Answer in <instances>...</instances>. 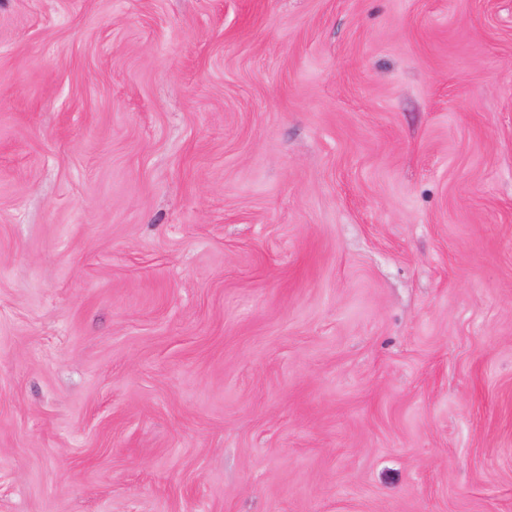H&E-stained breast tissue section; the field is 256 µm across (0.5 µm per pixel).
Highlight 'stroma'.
Listing matches in <instances>:
<instances>
[{
  "instance_id": "stroma-1",
  "label": "stroma",
  "mask_w": 512,
  "mask_h": 512,
  "mask_svg": "<svg viewBox=\"0 0 512 512\" xmlns=\"http://www.w3.org/2000/svg\"><path fill=\"white\" fill-rule=\"evenodd\" d=\"M0 512H512V0H0Z\"/></svg>"
}]
</instances>
